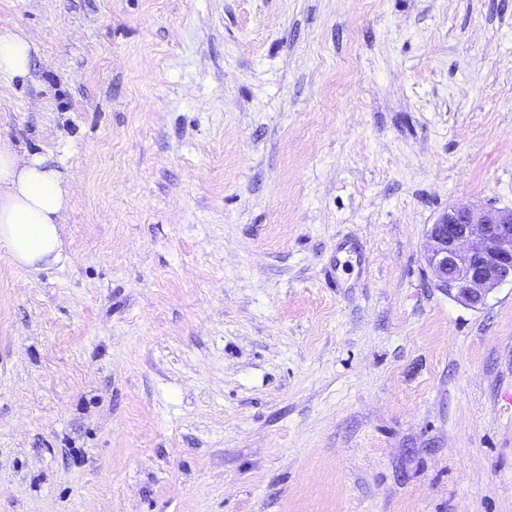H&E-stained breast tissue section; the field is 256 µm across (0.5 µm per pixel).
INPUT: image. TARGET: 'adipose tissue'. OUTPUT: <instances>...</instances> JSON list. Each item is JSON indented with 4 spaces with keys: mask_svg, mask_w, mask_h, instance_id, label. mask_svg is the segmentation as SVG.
I'll return each mask as SVG.
<instances>
[{
    "mask_svg": "<svg viewBox=\"0 0 512 512\" xmlns=\"http://www.w3.org/2000/svg\"><path fill=\"white\" fill-rule=\"evenodd\" d=\"M34 42L25 31L0 37V78L28 73ZM72 184L34 153L0 138V244L14 263L40 271L65 259L64 213Z\"/></svg>",
    "mask_w": 512,
    "mask_h": 512,
    "instance_id": "1",
    "label": "adipose tissue"
}]
</instances>
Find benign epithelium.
<instances>
[{"mask_svg":"<svg viewBox=\"0 0 512 512\" xmlns=\"http://www.w3.org/2000/svg\"><path fill=\"white\" fill-rule=\"evenodd\" d=\"M426 260L433 282L471 309L512 283V208L451 205L427 231Z\"/></svg>","mask_w":512,"mask_h":512,"instance_id":"7a95c632","label":"benign epithelium"}]
</instances>
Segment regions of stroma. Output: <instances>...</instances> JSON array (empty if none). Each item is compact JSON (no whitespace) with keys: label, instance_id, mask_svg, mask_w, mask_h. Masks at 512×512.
<instances>
[{"label":"stroma","instance_id":"obj_1","mask_svg":"<svg viewBox=\"0 0 512 512\" xmlns=\"http://www.w3.org/2000/svg\"><path fill=\"white\" fill-rule=\"evenodd\" d=\"M0 137L73 185L0 245V512H512V0H0ZM35 42L23 30L0 37V78L28 73ZM427 238L433 282L458 303L480 309L490 293L512 284V208L448 206Z\"/></svg>","mask_w":512,"mask_h":512}]
</instances>
